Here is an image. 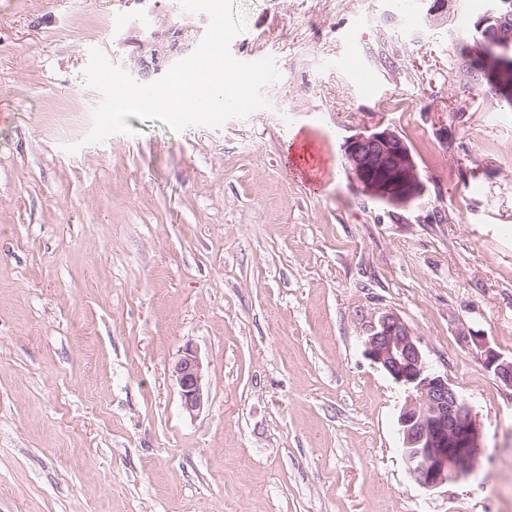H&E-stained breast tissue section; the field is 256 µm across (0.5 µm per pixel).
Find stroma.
<instances>
[{
	"label": "stroma",
	"instance_id": "stroma-1",
	"mask_svg": "<svg viewBox=\"0 0 512 512\" xmlns=\"http://www.w3.org/2000/svg\"><path fill=\"white\" fill-rule=\"evenodd\" d=\"M414 5L233 0L232 57L281 74L267 108L89 144L91 49L128 69L123 38L179 0H0V512H512V387L485 366L512 358V109L455 65L490 0ZM378 125L415 157L409 207L347 178ZM386 312L477 419L465 478L408 471L405 393L364 346ZM183 409L192 414L201 409L205 401L203 365L199 357L186 350L174 366Z\"/></svg>",
	"mask_w": 512,
	"mask_h": 512
}]
</instances>
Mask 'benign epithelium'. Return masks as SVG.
I'll list each match as a JSON object with an SVG mask.
<instances>
[{
    "mask_svg": "<svg viewBox=\"0 0 512 512\" xmlns=\"http://www.w3.org/2000/svg\"><path fill=\"white\" fill-rule=\"evenodd\" d=\"M512 14L494 6L474 24L469 59L485 64L484 77L508 97L512 85L494 54L512 48ZM197 24L171 25L163 32L138 31L129 42L140 47L134 73L153 80L179 61L186 44L199 37ZM350 183L365 195L394 207H406L423 194L417 163L405 142L390 128L376 127L348 137L343 145ZM366 352L406 393L398 423L409 473L423 487L436 488L467 476L479 448V428L448 377L432 369L419 341L401 319L381 315L365 339ZM486 368L512 387V359L485 346ZM183 409L192 414L205 401L203 365L186 350L174 366Z\"/></svg>",
    "mask_w": 512,
    "mask_h": 512,
    "instance_id": "7a95c632",
    "label": "benign epithelium"
}]
</instances>
